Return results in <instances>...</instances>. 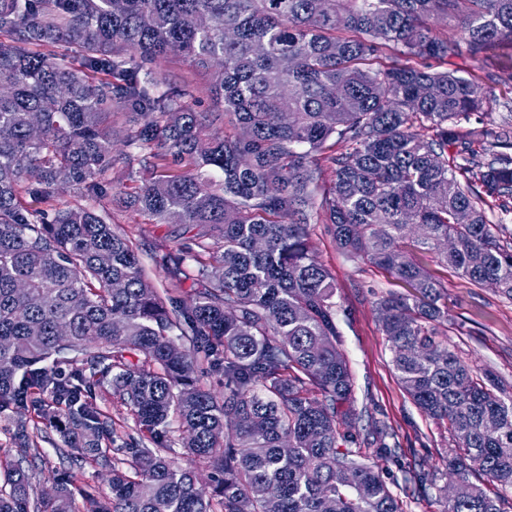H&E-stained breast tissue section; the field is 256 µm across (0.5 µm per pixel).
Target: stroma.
<instances>
[{"label": "stroma", "mask_w": 512, "mask_h": 512, "mask_svg": "<svg viewBox=\"0 0 512 512\" xmlns=\"http://www.w3.org/2000/svg\"><path fill=\"white\" fill-rule=\"evenodd\" d=\"M448 66L461 76H475L487 95L483 111L470 120L471 128L498 131L512 123V57L498 51L475 57L464 52L449 58ZM184 171L181 165L166 166L153 158L137 157L131 163L120 162L113 167L107 175L106 189L111 194L127 192L139 180ZM112 222L138 250L153 286L168 287L167 276L155 267L153 257L181 244L179 225L153 224L129 209L113 211ZM310 231L315 258L336 279L339 347L352 369L356 405L364 410L357 421H341L338 431L343 436L368 439L376 424H385L386 444L401 448L405 462L436 479L432 487L408 485L398 463L378 461L382 478L403 503V512H443L442 488L448 483L445 471L452 439L447 425L427 418L402 389L376 310L381 295L407 294L411 287L368 261L344 253L335 245L327 225H312ZM410 256L444 286L449 345L474 369L493 372L505 389L512 391V299L503 297L491 286L467 283L440 262L435 252L415 247ZM31 437L43 456L42 462L31 469L37 489L51 488L57 475L67 471L78 486L96 494L109 493L108 466L80 465L61 458L60 434L55 429L35 430Z\"/></svg>", "instance_id": "obj_1"}]
</instances>
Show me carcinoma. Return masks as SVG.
<instances>
[{
  "label": "carcinoma",
  "mask_w": 512,
  "mask_h": 512,
  "mask_svg": "<svg viewBox=\"0 0 512 512\" xmlns=\"http://www.w3.org/2000/svg\"><path fill=\"white\" fill-rule=\"evenodd\" d=\"M431 17L459 18L474 55L512 50V0H0V408L54 409L69 456L111 467L110 493L89 512H403L375 463L338 444L339 421L362 412L313 218L414 288L377 310L402 388L452 436L448 478L464 492L447 512H502L512 393L449 348L442 285L403 247L415 224L420 247L450 242L448 267L512 299V246L483 209L512 199V158L483 163L481 133L458 132L485 94L427 64L456 48ZM170 57L211 74L216 111L188 101L191 80L172 90L160 67ZM227 123L240 129L231 139ZM330 139L341 152L321 190L316 153ZM116 142L189 162L112 196L181 224L211 259L185 299L183 249L156 258L172 287L154 288L101 205ZM65 187L85 203L52 205ZM71 352L66 381L43 365ZM214 370L220 396L196 376ZM105 382L152 447L116 444L93 402ZM174 421L209 494L165 455ZM79 495L64 476L39 497L10 464L0 512H78Z\"/></svg>",
  "instance_id": "cac0c4a2"
}]
</instances>
